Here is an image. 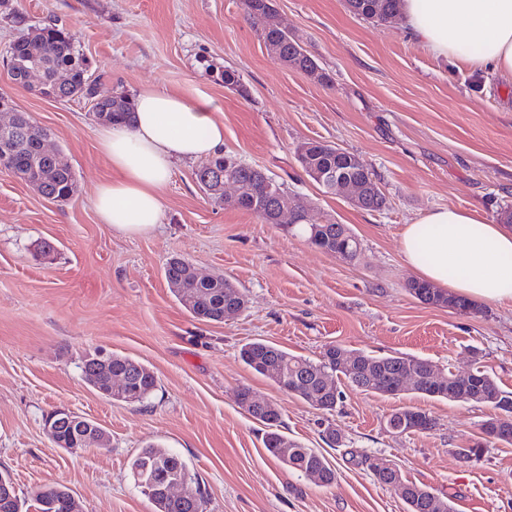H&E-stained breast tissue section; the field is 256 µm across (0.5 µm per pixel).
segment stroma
Returning <instances> with one entry per match:
<instances>
[{
    "label": "stroma",
    "instance_id": "obj_1",
    "mask_svg": "<svg viewBox=\"0 0 512 512\" xmlns=\"http://www.w3.org/2000/svg\"><path fill=\"white\" fill-rule=\"evenodd\" d=\"M273 5L318 73L268 55L243 0H0V97L47 131L77 184L69 200L51 203L0 171V471L28 498L69 487L77 512H153L130 462L154 444L186 461L208 494L207 512H406L358 465L368 454L391 459L455 512H512V445L477 462L457 454L479 439L491 406L370 395L341 378L343 402L327 415L240 358L258 340L311 360L336 343L422 358L442 372L479 364L512 391V303H481L472 313L424 304L407 290L416 274L400 249L405 226L432 210L474 211L492 223L512 206V82L434 57L402 20L357 18L344 0ZM48 23L75 33L100 95L160 87L210 99L225 153L284 182L310 223L348 225L360 242L356 257L213 203L195 161L178 164L161 189L163 216L152 232L130 236L101 223L94 194L112 169L97 149L101 124L89 101L42 97L8 72L9 44ZM228 71L237 85L225 83ZM310 139L355 153L376 174L385 208L363 211L323 192L295 155ZM44 240L55 245L47 258L38 250ZM173 257L200 275H224L246 296L245 310L221 324L194 318L165 280ZM99 349L154 373L144 403L92 389L81 366ZM241 387L275 403L279 433L332 462V487L267 453L268 427L238 404ZM405 406L428 413L434 429L392 432L387 420ZM60 410L99 423L109 447L50 443L45 422ZM330 425L342 446L326 444Z\"/></svg>",
    "mask_w": 512,
    "mask_h": 512
}]
</instances>
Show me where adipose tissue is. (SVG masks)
<instances>
[{
	"label": "adipose tissue",
	"instance_id": "ef3b65f1",
	"mask_svg": "<svg viewBox=\"0 0 512 512\" xmlns=\"http://www.w3.org/2000/svg\"><path fill=\"white\" fill-rule=\"evenodd\" d=\"M406 32L432 55L477 64L512 78V0H402ZM133 125H110L98 146L114 175L95 192L102 223L127 235L152 232L162 217L160 191L174 166L217 153L224 124L208 99L164 89L140 92ZM407 264L425 281L485 303L512 302V227L455 208L407 225Z\"/></svg>",
	"mask_w": 512,
	"mask_h": 512
}]
</instances>
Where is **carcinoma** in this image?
Instances as JSON below:
<instances>
[{"mask_svg":"<svg viewBox=\"0 0 512 512\" xmlns=\"http://www.w3.org/2000/svg\"><path fill=\"white\" fill-rule=\"evenodd\" d=\"M401 0H346L348 10L355 16L375 23H384L399 13ZM246 12L257 26L261 40L269 54L282 65L293 70L310 72L317 66L316 60L303 47L300 40L291 32H284L275 23L272 0H244ZM9 72L12 80L24 87L28 70L37 66L44 79L43 96L55 100H70L74 97L90 98L93 92L89 83L92 77L88 59L79 50L76 37L70 31L47 24L37 28L36 34L26 36L9 47ZM97 118L104 124L123 123L132 125L134 118L133 101L124 93L112 95V99L97 104L94 109ZM40 129L31 116L21 113V123L16 134L0 135V160L6 158L16 169L14 176L24 181L33 179V185L42 197L50 200H66L74 195L76 181L72 169L67 164L43 155L40 152ZM308 149L299 160L304 172L311 180L316 175L335 172L344 177L355 179L367 186V195L354 207L364 211H380L386 206V197L372 193V187L378 184L376 175L369 170L358 156L350 151L338 149L324 142L311 140L306 142ZM232 177L245 187V192L235 198L226 199L224 195L212 191V188L224 178ZM196 179L200 186L210 188L208 197L220 204L249 212L265 224L273 223L276 206L286 201L295 202V194L288 191L282 182H274L273 189H268L265 178L254 167L236 162L230 156L217 154L207 158L199 166ZM296 224L302 226L308 241L318 249L334 254L346 260L353 259L360 242L345 224H307L305 217L299 216ZM190 264L180 258L170 259L164 269L166 281L182 284L177 292L183 298H199L190 305L193 317L221 323L224 321V307L228 306L230 295L227 289L233 284L222 276H212L199 282L185 279V272ZM409 293L422 302L452 306L460 311L474 310V304L466 298L448 295L431 284L413 280L407 285ZM346 353V349L335 344L324 347L317 360H310L294 355L285 349L264 341L249 342L240 349L242 361L254 372L268 378L270 370L277 369L282 375L280 389L307 402L310 406L330 413L336 410L343 394L333 383V377L342 376L347 383L368 394L384 396L388 393L397 395L400 390H386L383 381L387 378L396 380L410 374L421 377L420 383L411 391L424 397L463 401L474 397L473 388L479 387L496 397L489 402L498 414L485 420L480 427L483 437L467 448L458 449L460 457L465 460H479L493 441L488 439L496 428L512 423V391L502 389L487 371L476 367L471 371V386L448 394L446 382L454 380L455 374H443L445 384L436 386L427 379L434 365L430 362L410 356H374L359 353L360 360L375 372L371 379H361L354 370L340 365L336 356ZM157 387L154 374L149 369L136 373L130 382L129 402L142 403L149 398ZM388 427L398 433H425L433 430L435 421L426 412L413 407H401L393 412ZM85 430L81 423L62 425L56 438L64 441L67 447H82L81 441ZM285 436L271 431L265 434L263 444L267 452L289 470L305 473L309 470L321 471L325 475L322 486L330 487L336 483V469L321 453L305 448L297 442H288V454L281 451ZM131 473L140 493L154 507V512H206V496L202 488H197L202 503L195 506L187 501L169 500L163 497L159 482L165 478L181 479L198 483L190 472L186 461L179 455L159 446L149 445L138 452L131 460ZM367 469L381 485L387 486L393 481L400 482L406 489L403 502L407 512H435L434 502L440 500L445 505V512H453L448 500L440 499L422 484L403 479L400 470L379 471L372 465ZM70 489L56 485L39 489L35 493V504L39 512H69Z\"/></svg>","mask_w":512,"mask_h":512,"instance_id":"1","label":"carcinoma"}]
</instances>
